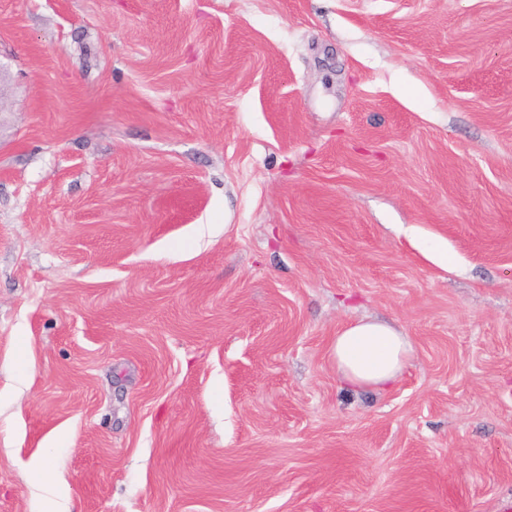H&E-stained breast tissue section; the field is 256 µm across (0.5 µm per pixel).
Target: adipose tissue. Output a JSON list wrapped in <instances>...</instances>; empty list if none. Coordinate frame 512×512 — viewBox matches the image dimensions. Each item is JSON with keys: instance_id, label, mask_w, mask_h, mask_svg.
<instances>
[{"instance_id": "1", "label": "adipose tissue", "mask_w": 512, "mask_h": 512, "mask_svg": "<svg viewBox=\"0 0 512 512\" xmlns=\"http://www.w3.org/2000/svg\"><path fill=\"white\" fill-rule=\"evenodd\" d=\"M336 371L347 385L383 390L396 382L407 366L412 345L393 325L372 319L343 327L330 344Z\"/></svg>"}]
</instances>
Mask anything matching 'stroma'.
<instances>
[{"label":"stroma","mask_w":512,"mask_h":512,"mask_svg":"<svg viewBox=\"0 0 512 512\" xmlns=\"http://www.w3.org/2000/svg\"><path fill=\"white\" fill-rule=\"evenodd\" d=\"M0 66V512H512V0H0ZM341 380L353 388L385 390L407 366L412 345L393 325L372 319L343 327L330 344ZM35 486L49 494L47 500L51 502L54 510L47 512H72L69 500L62 492V482L54 471L49 470L43 464L40 466V478Z\"/></svg>","instance_id":"stroma-1"}]
</instances>
